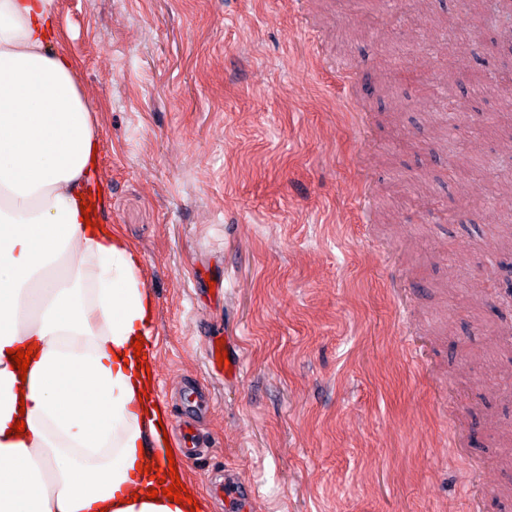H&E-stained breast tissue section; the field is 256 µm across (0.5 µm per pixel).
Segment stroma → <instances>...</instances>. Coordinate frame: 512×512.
Masks as SVG:
<instances>
[{
	"mask_svg": "<svg viewBox=\"0 0 512 512\" xmlns=\"http://www.w3.org/2000/svg\"><path fill=\"white\" fill-rule=\"evenodd\" d=\"M54 4L53 47L95 117L101 221L141 256L154 385L171 430L195 418L209 447L184 471L210 512H229L211 490L225 480L249 512H467L476 463L485 512H512V305L487 288L512 285V194L448 176L458 144L512 149V118L475 94L447 152L422 143L445 63L512 69L499 32L451 62L396 0H376L389 24L361 40L347 30L367 13L346 0ZM407 49L430 90L397 84L395 127L360 85ZM217 329L241 358L230 380L210 370Z\"/></svg>",
	"mask_w": 512,
	"mask_h": 512,
	"instance_id": "35a3bbf8",
	"label": "stroma"
}]
</instances>
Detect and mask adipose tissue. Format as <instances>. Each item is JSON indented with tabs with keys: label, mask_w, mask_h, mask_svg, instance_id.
Here are the masks:
<instances>
[{
	"label": "adipose tissue",
	"mask_w": 512,
	"mask_h": 512,
	"mask_svg": "<svg viewBox=\"0 0 512 512\" xmlns=\"http://www.w3.org/2000/svg\"><path fill=\"white\" fill-rule=\"evenodd\" d=\"M56 30L54 0H0V512H191L192 485L148 496L164 415L134 343L154 301L138 253L81 212L98 139Z\"/></svg>",
	"instance_id": "adipose-tissue-1"
}]
</instances>
